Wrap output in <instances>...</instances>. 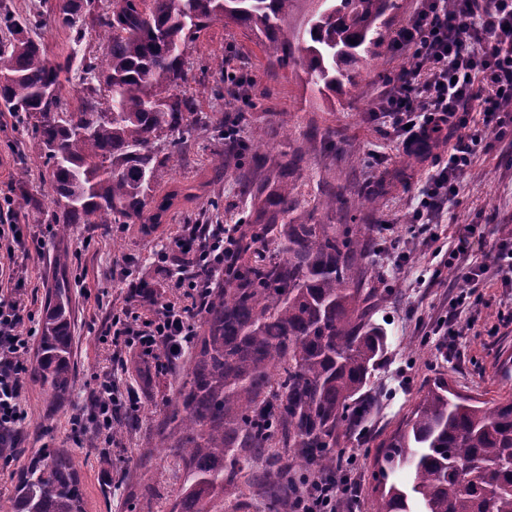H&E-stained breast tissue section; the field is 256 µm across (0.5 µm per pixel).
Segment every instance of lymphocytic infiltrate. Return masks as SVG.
I'll list each match as a JSON object with an SVG mask.
<instances>
[{"label":"lymphocytic infiltrate","instance_id":"1","mask_svg":"<svg viewBox=\"0 0 512 512\" xmlns=\"http://www.w3.org/2000/svg\"><path fill=\"white\" fill-rule=\"evenodd\" d=\"M389 50L410 55L414 64L382 75L370 115L386 119L390 136L406 145L445 129L460 132L418 196L415 221L432 243L437 239L432 228L449 197L456 195V178L469 169L473 156L495 142L512 144V0H454L450 7L445 0H416L393 31ZM475 107L481 115L476 124L470 121ZM473 232V226H465L448 251L447 266L463 286L440 325L452 341L460 334L457 310L468 295L493 274L512 284V236L494 238L488 260L477 263L471 259ZM233 241L221 224L184 225L168 251L157 256L162 264L173 252L189 254L192 260L185 271L172 275L170 297L160 299L154 285L125 271L128 293L137 305L112 309L103 342L115 354L134 352L146 361L163 349V367L176 365L197 332L212 283L229 263ZM43 245V239H26L12 210L0 204V462L5 464L13 460L11 450L28 418L22 374L32 338L25 326L32 315L23 302L24 264L19 256L41 252ZM138 404L133 389L121 385L118 368H111L96 377L90 406L74 417L73 426L91 427L97 439L108 441L117 413ZM355 498L350 479L317 477L296 495L293 512H338L341 503Z\"/></svg>","mask_w":512,"mask_h":512}]
</instances>
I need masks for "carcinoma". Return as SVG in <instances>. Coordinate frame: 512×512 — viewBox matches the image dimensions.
I'll return each mask as SVG.
<instances>
[{
	"label": "carcinoma",
	"instance_id": "carcinoma-1",
	"mask_svg": "<svg viewBox=\"0 0 512 512\" xmlns=\"http://www.w3.org/2000/svg\"><path fill=\"white\" fill-rule=\"evenodd\" d=\"M397 0H59L56 26L79 42L86 20L105 34V59L81 60L83 96L75 112L60 109V75L73 56L50 59L32 33L46 20L0 6V112L14 130L36 140L44 159L41 185L56 206L49 223L67 235L75 224H161L179 199L198 197L184 185L156 197L157 171L200 128L211 131L224 156L249 147L224 133L185 94L184 49L203 29L225 21L249 29L267 61L301 68L304 87L336 92L358 86L384 39ZM355 43H350V40ZM259 166L242 181L243 193L263 200L239 236L225 276L215 281L188 350L176 404L155 443L178 460L185 483L170 512H220L224 486L242 470L243 455H266L268 512H288L294 466L322 476L337 471L336 442L358 428L371 408L366 388L383 357L387 336L373 319L366 287L369 225L314 224L317 209H357L375 201L370 191H338L313 207L283 171L275 190ZM16 218L42 209L18 187ZM272 241L279 256L255 248ZM45 298L37 352L26 357L24 381L60 402L75 382L70 360L71 260ZM376 512H512V399L488 404L454 392L438 377L404 428L382 443ZM410 469L409 487L388 483ZM9 512H85L71 457L57 448L34 452L9 499Z\"/></svg>",
	"mask_w": 512,
	"mask_h": 512
}]
</instances>
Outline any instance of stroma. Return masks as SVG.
<instances>
[{"label": "stroma", "mask_w": 512, "mask_h": 512, "mask_svg": "<svg viewBox=\"0 0 512 512\" xmlns=\"http://www.w3.org/2000/svg\"><path fill=\"white\" fill-rule=\"evenodd\" d=\"M241 69L252 80L251 100L241 103L232 96L217 98L224 72L216 57ZM187 95L200 110L227 115L243 113L240 135L247 145L258 146L265 160L263 171L277 180L293 149L304 155L293 172V180L305 199L340 187L370 189L389 174L401 170L405 176L376 200L372 210H317L319 224H386L389 234L405 242L402 267L391 265L384 254L369 252L370 287H390L391 296L379 300L374 318L385 329L388 341L383 360L374 372L370 388L378 403L361 433L340 435L337 446L352 459L350 474L358 485L354 512H375L379 445L399 428L439 376L446 377L459 394L478 400L512 397V325L500 323L512 311V288L493 279L467 300L459 318L462 334L459 355L446 359L438 348V337L424 339L426 329L437 325L448 312L458 291L454 276L433 277L438 263L434 248L414 233L410 214L418 192L434 170V158L408 163V150L370 121L368 110L380 89L383 73L400 69L405 58L380 47L373 66L362 71L358 93L319 94L305 90L304 74L297 68H269L250 31L217 21L198 33L184 53ZM17 135L8 113L0 112V200L18 185L39 187L43 167L34 140H27L25 157H18ZM220 149L207 132H199L179 155L176 166L162 169L154 184L163 194L190 181L201 183V197L184 203L163 223L79 224L65 236L44 224H28L29 237L44 239V252L26 261L24 301L34 319H41L47 289L55 276L54 256L69 253L72 267V361L76 383L52 417L51 430H44L48 395L35 384H27L25 405L28 419L8 468H0V512L25 468L30 453L43 446L64 448L72 455L85 494L86 512H169L180 492L185 474L166 449L155 447L158 426L167 404L175 397L184 364L151 371L142 379L134 366H127L126 384L142 398L131 430L112 448L102 449L93 432H76L70 419L86 406L89 385L110 368L112 350L100 340L110 304H127L122 269L134 263L140 277L158 286L166 285L167 271L154 261L157 251L168 245L181 225L191 223L199 211L220 204V221L236 223L250 211L249 197L241 195L240 176L233 161L217 164ZM478 231L472 256L483 261L490 245L481 236L487 226L512 229V158L501 147L479 152L471 170L461 175L458 194L449 199L438 229L439 246L450 247L463 225ZM264 458L251 456L243 464L238 488L224 492V512H267L268 499L259 480Z\"/></svg>", "instance_id": "stroma-1"}]
</instances>
